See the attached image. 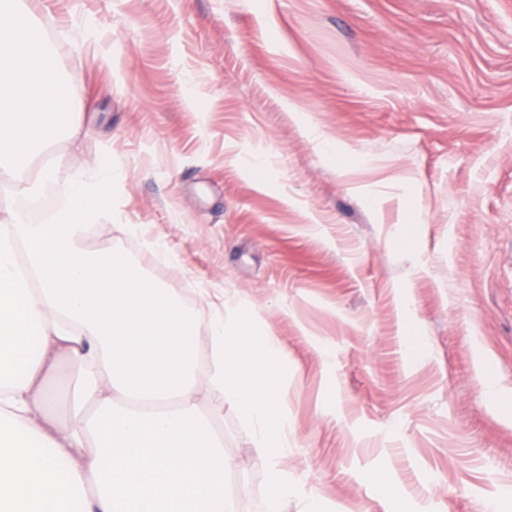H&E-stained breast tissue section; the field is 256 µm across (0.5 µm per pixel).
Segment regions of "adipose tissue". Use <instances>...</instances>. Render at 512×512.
Listing matches in <instances>:
<instances>
[{
	"instance_id": "1",
	"label": "adipose tissue",
	"mask_w": 512,
	"mask_h": 512,
	"mask_svg": "<svg viewBox=\"0 0 512 512\" xmlns=\"http://www.w3.org/2000/svg\"><path fill=\"white\" fill-rule=\"evenodd\" d=\"M80 127L25 0H0V172L41 163ZM22 181H51L63 205L43 222L0 220V512H238L226 490L237 462L195 397L219 389L250 425L267 461L265 512H283L292 424L281 402L283 353L243 299L214 289L210 319L135 272L129 256L83 246L86 225L112 209L117 172L58 180L51 165ZM207 324L213 360L196 363ZM74 369L72 415L47 416L43 378Z\"/></svg>"
}]
</instances>
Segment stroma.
<instances>
[{"mask_svg":"<svg viewBox=\"0 0 512 512\" xmlns=\"http://www.w3.org/2000/svg\"><path fill=\"white\" fill-rule=\"evenodd\" d=\"M28 2L81 125L59 178L120 173L86 249L278 336L286 512H385L374 474L407 512H512V408L486 391L512 397V0ZM197 402L264 512L239 411Z\"/></svg>","mask_w":512,"mask_h":512,"instance_id":"35a3bbf8","label":"stroma"}]
</instances>
